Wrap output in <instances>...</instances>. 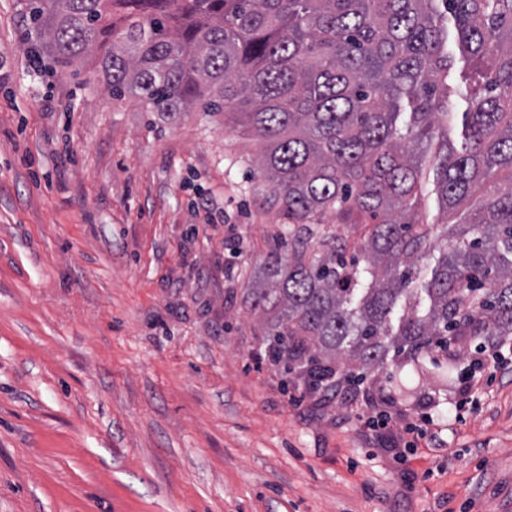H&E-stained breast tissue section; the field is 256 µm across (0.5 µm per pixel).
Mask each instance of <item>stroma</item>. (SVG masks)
I'll return each mask as SVG.
<instances>
[{
	"mask_svg": "<svg viewBox=\"0 0 512 512\" xmlns=\"http://www.w3.org/2000/svg\"><path fill=\"white\" fill-rule=\"evenodd\" d=\"M25 29L0 0V512H512V366L461 394L453 346L346 405L272 362L262 144L112 99L93 62L34 67Z\"/></svg>",
	"mask_w": 512,
	"mask_h": 512,
	"instance_id": "1",
	"label": "stroma"
}]
</instances>
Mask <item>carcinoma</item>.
<instances>
[{
  "label": "carcinoma",
  "instance_id": "obj_1",
  "mask_svg": "<svg viewBox=\"0 0 512 512\" xmlns=\"http://www.w3.org/2000/svg\"><path fill=\"white\" fill-rule=\"evenodd\" d=\"M33 64L102 50L109 93L174 117L229 111L266 142L259 166L293 228L291 254L255 279L275 363L306 359L312 385L336 365L353 382L448 340L512 335V0H22ZM473 64L463 141L448 23ZM448 210L479 196L433 252L415 222L422 164ZM506 182L487 195L500 171ZM372 220L359 257L323 226Z\"/></svg>",
  "mask_w": 512,
  "mask_h": 512
}]
</instances>
